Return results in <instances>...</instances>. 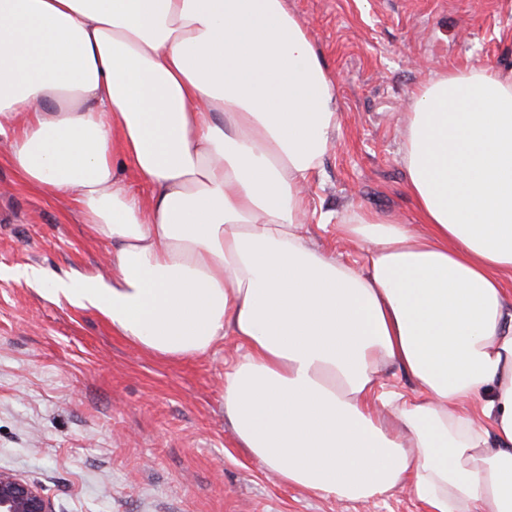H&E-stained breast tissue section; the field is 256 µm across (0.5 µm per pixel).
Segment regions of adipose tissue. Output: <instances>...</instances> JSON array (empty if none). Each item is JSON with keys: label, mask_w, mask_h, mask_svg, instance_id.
<instances>
[{"label": "adipose tissue", "mask_w": 512, "mask_h": 512, "mask_svg": "<svg viewBox=\"0 0 512 512\" xmlns=\"http://www.w3.org/2000/svg\"><path fill=\"white\" fill-rule=\"evenodd\" d=\"M340 132L336 82L286 0H0L11 164L112 248L111 278L55 280L54 300L163 358L234 337L224 413L286 485L512 512V75L413 92V218L337 217L360 265L308 237ZM389 365L412 395L384 388Z\"/></svg>", "instance_id": "1"}]
</instances>
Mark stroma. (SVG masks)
<instances>
[{"label":"stroma","mask_w":512,"mask_h":512,"mask_svg":"<svg viewBox=\"0 0 512 512\" xmlns=\"http://www.w3.org/2000/svg\"><path fill=\"white\" fill-rule=\"evenodd\" d=\"M338 81L342 128L309 197L319 214L412 217L400 148L413 91L449 69L512 73V0H288ZM109 245L66 199L26 185L0 147V469L54 512H425L316 498L237 448L224 414L227 337L168 360L53 302L58 277L110 275ZM24 267L42 281L15 278Z\"/></svg>","instance_id":"35a3bbf8"}]
</instances>
